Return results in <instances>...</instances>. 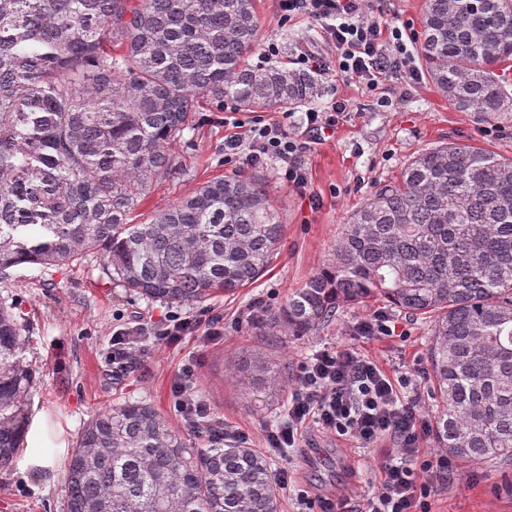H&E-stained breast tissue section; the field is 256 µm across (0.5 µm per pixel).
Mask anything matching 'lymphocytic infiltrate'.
<instances>
[{"label": "lymphocytic infiltrate", "mask_w": 512, "mask_h": 512, "mask_svg": "<svg viewBox=\"0 0 512 512\" xmlns=\"http://www.w3.org/2000/svg\"><path fill=\"white\" fill-rule=\"evenodd\" d=\"M277 5L284 21L306 16L318 22L334 50L330 58L299 53L296 63L302 69L326 79L355 78L371 90L383 79L415 78L414 55L402 30L369 18L365 0H277ZM298 153L297 135L282 120H256L247 140L224 141L225 164L259 167L275 158L281 163V180L302 187L307 178ZM219 323L205 310L172 312L160 336L176 345L200 330L218 335ZM150 333L144 324L113 331L107 354L113 377L122 378L141 367L142 339ZM198 364L196 357L185 359L172 389L173 407L183 425L210 448L230 440L247 441L242 429L217 417L196 393ZM413 387L411 372H388L354 344L323 348L306 357L283 421L265 434V446L277 459L276 482L289 488L293 451L304 432L317 428L351 439L358 448L381 452L373 475L364 481L355 512H431V498L454 482L456 468L447 455L425 448L429 422L411 395Z\"/></svg>", "instance_id": "obj_1"}]
</instances>
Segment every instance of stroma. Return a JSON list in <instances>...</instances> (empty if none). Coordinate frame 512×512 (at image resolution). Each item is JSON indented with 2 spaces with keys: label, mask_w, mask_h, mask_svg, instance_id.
Listing matches in <instances>:
<instances>
[{
  "label": "stroma",
  "mask_w": 512,
  "mask_h": 512,
  "mask_svg": "<svg viewBox=\"0 0 512 512\" xmlns=\"http://www.w3.org/2000/svg\"><path fill=\"white\" fill-rule=\"evenodd\" d=\"M426 0H367V13L380 21L421 31ZM260 22L259 45L248 56L252 68H291L301 49L328 54L316 22L301 17L283 22L275 0H256ZM275 43L278 53L263 59L264 47ZM320 95L310 104L321 108L343 99L348 116L343 125L309 142L299 154L306 175L305 188L279 180L276 164L252 169L259 175L285 224L278 259L255 284L232 295H219L187 312L205 309L223 318L224 333L204 340L201 333L185 337L179 346L157 336L146 337L141 369L116 380L107 363L112 333L133 322L159 323L173 304L148 301L113 283L97 260L42 267L24 264L0 278V301L13 306L29 339L25 357L34 384L28 400L31 425L27 441L14 460L0 468V512H64L65 461L78 434L98 412L126 401H144L176 431L184 426L170 405L178 366L187 354L198 356L196 391L212 411L249 435L248 444L263 448L267 429L284 416L283 404L265 410L248 407L227 369L244 351L260 350L286 361L288 382L296 384L299 366L314 350L354 343L355 324L386 310L376 298L360 305H344L338 316L311 336L295 339L260 335L244 315L255 299L268 310L283 304L289 293L331 256L336 237L352 210L380 184L396 180L405 164L423 149L441 142L493 150L512 158V116L482 119L452 107L434 86L426 70L408 83L385 82L366 90L355 80L321 81ZM224 115L202 102L196 125L172 148L180 163L177 174L157 181L137 212L146 223L199 184L232 174L224 163ZM395 334L367 344L368 353L387 370H422L418 380L421 408H428L429 379L425 349L431 334L424 316L388 310ZM295 487L314 500L354 499L360 479L373 471L378 455L359 450L333 434L308 430L295 449ZM458 478L432 498L431 512H512V465L495 462L479 466L458 464Z\"/></svg>",
  "instance_id": "35a3bbf8"
}]
</instances>
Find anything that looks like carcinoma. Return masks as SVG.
Segmentation results:
<instances>
[{
    "mask_svg": "<svg viewBox=\"0 0 512 512\" xmlns=\"http://www.w3.org/2000/svg\"><path fill=\"white\" fill-rule=\"evenodd\" d=\"M254 0H0V273L99 256L129 293L201 303L256 282L284 225L257 179L217 178L147 224L153 184L199 97L219 112L287 109L318 94L306 73L251 68ZM421 56L460 112H512V0H426ZM380 297L430 319L433 447L512 462V159L448 142L422 151L342 225L332 258L270 312L267 336H311L340 305ZM26 337L0 302V467L29 427ZM234 381L269 407L288 364L253 352ZM66 512H279L268 457L196 448L154 408L125 402L83 427L67 461Z\"/></svg>",
    "mask_w": 512,
    "mask_h": 512,
    "instance_id": "obj_1",
    "label": "carcinoma"
}]
</instances>
